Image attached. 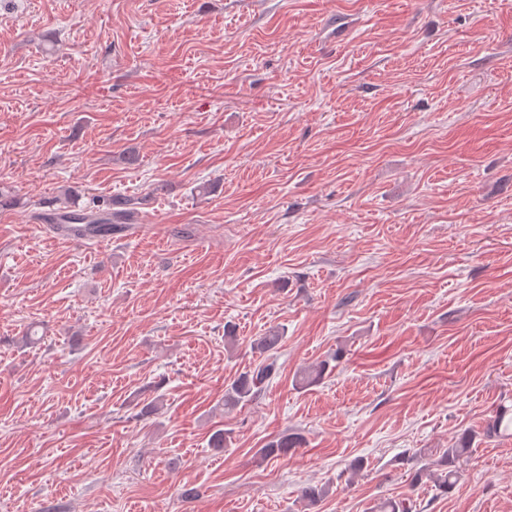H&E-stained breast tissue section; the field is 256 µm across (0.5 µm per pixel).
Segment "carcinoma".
Here are the masks:
<instances>
[{
	"mask_svg": "<svg viewBox=\"0 0 512 512\" xmlns=\"http://www.w3.org/2000/svg\"><path fill=\"white\" fill-rule=\"evenodd\" d=\"M112 204H106L101 208L97 205L74 206L71 198H65L63 205L51 211L44 217L49 224H73L88 222L90 226L83 228V233L94 237H104L112 234ZM284 332L272 329L258 337L251 343V348L259 353V362L249 370L240 373L224 389V408H235L239 404L248 402L266 390L277 374L278 358ZM329 369V362L322 361L319 364L301 371L297 378V384L309 387L319 383ZM512 432V409L501 406L495 414L486 420L483 434L488 437H498L507 432ZM473 433L468 431L462 435L455 446L447 449L438 458H428L427 466L422 469V474L436 482V486L443 491H448L460 479L461 464L467 460V454L471 445ZM303 437L298 433H284L269 441L261 449L262 456L266 459L286 457L294 449L301 446ZM329 495L327 486H308L302 490L301 498L309 506H314L323 501ZM374 512H412L410 499L383 500L375 506Z\"/></svg>",
	"mask_w": 512,
	"mask_h": 512,
	"instance_id": "cac0c4a2",
	"label": "carcinoma"
}]
</instances>
